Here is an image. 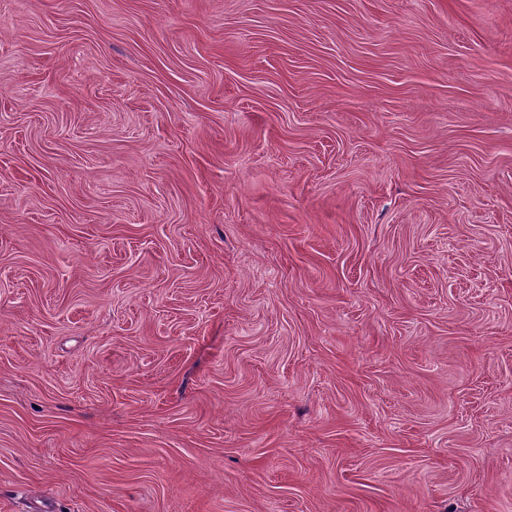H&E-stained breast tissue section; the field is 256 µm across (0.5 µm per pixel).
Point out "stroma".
I'll list each match as a JSON object with an SVG mask.
<instances>
[{
  "mask_svg": "<svg viewBox=\"0 0 512 512\" xmlns=\"http://www.w3.org/2000/svg\"><path fill=\"white\" fill-rule=\"evenodd\" d=\"M0 512H512V0H0Z\"/></svg>",
  "mask_w": 512,
  "mask_h": 512,
  "instance_id": "obj_1",
  "label": "stroma"
}]
</instances>
